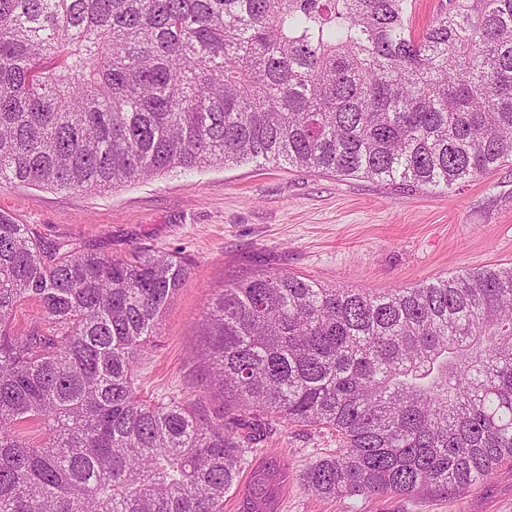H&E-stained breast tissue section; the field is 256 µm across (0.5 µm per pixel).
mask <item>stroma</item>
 I'll return each instance as SVG.
<instances>
[{
	"label": "stroma",
	"mask_w": 512,
	"mask_h": 512,
	"mask_svg": "<svg viewBox=\"0 0 512 512\" xmlns=\"http://www.w3.org/2000/svg\"><path fill=\"white\" fill-rule=\"evenodd\" d=\"M0 212L45 240L124 254L178 253L190 271L137 364L149 401L202 396L201 334L224 282L277 269L330 288L383 292L465 269L512 263V163L449 190L240 163L170 172L97 194L31 185L0 188ZM334 431L273 422L250 464L275 455L288 478L278 512H512V461L475 492H423L367 500L304 490L302 474L335 452Z\"/></svg>",
	"instance_id": "35a3bbf8"
}]
</instances>
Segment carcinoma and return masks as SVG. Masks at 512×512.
I'll use <instances>...</instances> for the list:
<instances>
[{"mask_svg":"<svg viewBox=\"0 0 512 512\" xmlns=\"http://www.w3.org/2000/svg\"><path fill=\"white\" fill-rule=\"evenodd\" d=\"M411 2L0 0V187L254 162L451 189L511 161L512 0H448L420 30ZM186 274L0 212V512H224L271 418L336 432L302 478L322 496L464 493L512 461L511 266L383 293L225 283L201 384L216 422L136 392ZM285 481L264 457L240 512H276Z\"/></svg>","mask_w":512,"mask_h":512,"instance_id":"obj_1","label":"carcinoma"}]
</instances>
